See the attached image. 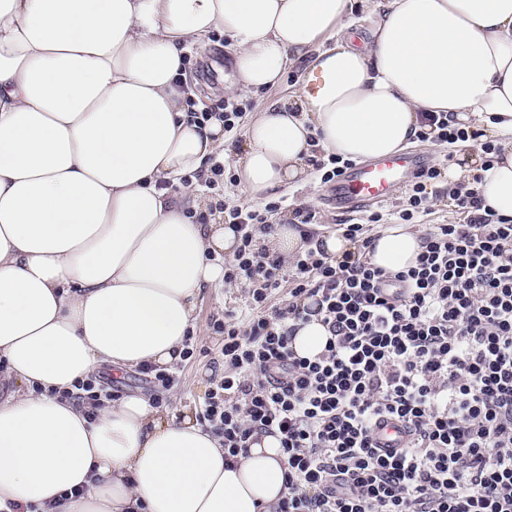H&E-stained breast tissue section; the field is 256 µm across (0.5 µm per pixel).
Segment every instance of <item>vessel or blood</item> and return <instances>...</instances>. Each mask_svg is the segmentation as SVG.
I'll use <instances>...</instances> for the list:
<instances>
[{"label":"vessel or blood","instance_id":"b4317fda","mask_svg":"<svg viewBox=\"0 0 512 512\" xmlns=\"http://www.w3.org/2000/svg\"><path fill=\"white\" fill-rule=\"evenodd\" d=\"M426 163L423 155L403 151L354 165L328 186L326 197L344 213L388 202Z\"/></svg>","mask_w":512,"mask_h":512}]
</instances>
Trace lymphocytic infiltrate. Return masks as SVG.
<instances>
[{
	"mask_svg": "<svg viewBox=\"0 0 512 512\" xmlns=\"http://www.w3.org/2000/svg\"><path fill=\"white\" fill-rule=\"evenodd\" d=\"M446 168L429 165L368 223H416ZM450 196L462 221L431 225L416 266L396 272L365 260L368 224L340 225L354 246L342 257L310 248L287 262L254 245L281 201L228 209L241 244L224 281L249 301L213 324L224 373L202 418L228 460L279 436L289 493L277 512H512V217L476 189ZM282 287L287 302L269 308ZM313 319L325 349L297 357V325ZM387 425L403 429L399 447L379 444Z\"/></svg>",
	"mask_w": 512,
	"mask_h": 512,
	"instance_id": "1",
	"label": "lymphocytic infiltrate"
}]
</instances>
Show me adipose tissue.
I'll list each match as a JSON object with an SVG mask.
<instances>
[{
    "label": "adipose tissue",
    "mask_w": 512,
    "mask_h": 512,
    "mask_svg": "<svg viewBox=\"0 0 512 512\" xmlns=\"http://www.w3.org/2000/svg\"><path fill=\"white\" fill-rule=\"evenodd\" d=\"M365 2L0 0V512H275L288 495L277 437L228 461L191 412L70 397L103 364L179 362L237 248L229 225L188 216L195 186L168 189L225 154L223 123L188 103L190 46L229 38L237 97L308 60L298 96L247 127L249 199L307 184L317 152L397 153L422 113L447 112L499 149L450 180L512 217V0H381L357 46ZM421 246L394 224L366 260L403 270Z\"/></svg>",
    "instance_id": "ef3b65f1"
}]
</instances>
